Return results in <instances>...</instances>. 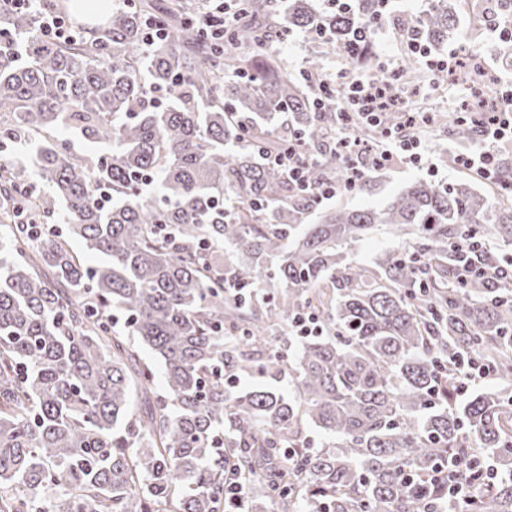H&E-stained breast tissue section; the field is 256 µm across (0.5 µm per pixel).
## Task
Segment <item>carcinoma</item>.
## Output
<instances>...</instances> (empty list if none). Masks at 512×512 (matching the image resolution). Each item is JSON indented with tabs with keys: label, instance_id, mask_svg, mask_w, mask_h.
<instances>
[{
	"label": "carcinoma",
	"instance_id": "carcinoma-1",
	"mask_svg": "<svg viewBox=\"0 0 512 512\" xmlns=\"http://www.w3.org/2000/svg\"><path fill=\"white\" fill-rule=\"evenodd\" d=\"M456 2L398 26L437 49ZM55 9L0 13V152H34L0 162V512H224L233 483L243 512H453L430 479L451 460L469 483L475 452L498 479L474 512H512V163L487 193L414 180L309 224L313 195L265 159L297 140L317 184L344 178L336 126L378 142L273 50L296 31L343 46L377 0H241L222 40L188 0L133 2L63 42L39 32ZM148 17L167 38L147 41ZM411 78L415 56L393 91ZM448 133L474 144L479 116L455 110ZM378 225L412 244L374 269L349 251ZM465 238L486 274L462 283ZM305 316L321 334L270 336ZM472 356L503 387L462 400L453 361Z\"/></svg>",
	"mask_w": 512,
	"mask_h": 512
}]
</instances>
